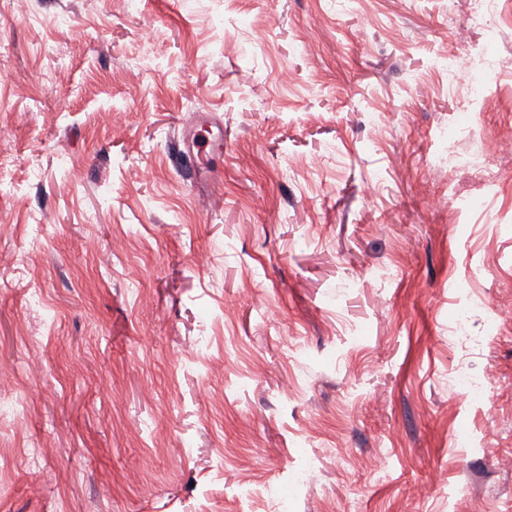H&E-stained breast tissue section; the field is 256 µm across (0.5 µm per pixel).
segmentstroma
<instances>
[{"mask_svg": "<svg viewBox=\"0 0 512 512\" xmlns=\"http://www.w3.org/2000/svg\"><path fill=\"white\" fill-rule=\"evenodd\" d=\"M469 7L0 0V512H512V26L490 192L441 140ZM180 124L184 132L189 133L191 148L198 157L206 158L216 147H220L222 131L219 127L213 129L203 113L197 112L191 120L183 119Z\"/></svg>", "mask_w": 512, "mask_h": 512, "instance_id": "stroma-1", "label": "stroma"}]
</instances>
